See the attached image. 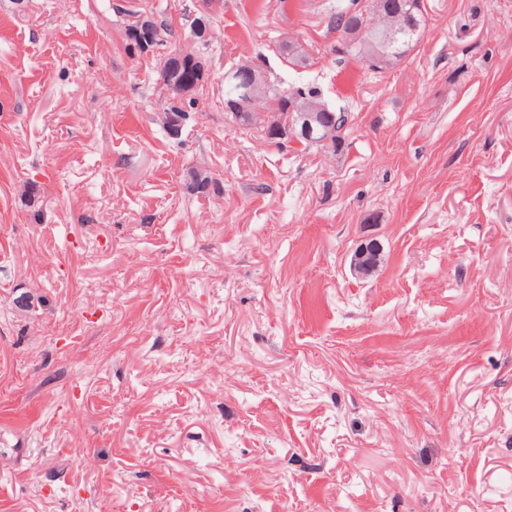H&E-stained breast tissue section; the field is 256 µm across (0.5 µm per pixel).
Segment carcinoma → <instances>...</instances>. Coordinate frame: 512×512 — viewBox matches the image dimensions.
Listing matches in <instances>:
<instances>
[{
	"label": "carcinoma",
	"mask_w": 512,
	"mask_h": 512,
	"mask_svg": "<svg viewBox=\"0 0 512 512\" xmlns=\"http://www.w3.org/2000/svg\"><path fill=\"white\" fill-rule=\"evenodd\" d=\"M385 11L398 14L402 25L394 36L387 38L381 34L367 33L358 36L360 25L368 23L363 16L365 4L360 0H347L336 5L329 21V28L336 31V41L347 43V51L340 55L343 61H357L374 73H383L397 66L418 44L425 29V7L422 0H377ZM128 22L125 24V44L128 53L135 57L147 55L162 56L160 76L164 88L168 91L163 128H184L191 120L196 105L195 93L208 81L209 73L204 59L198 55L160 54L166 46L171 30L158 19L146 4H136L126 10ZM282 57L290 66L302 65L307 61L305 47L298 43H285L281 46ZM256 92L261 102L257 107L263 112H277L281 115L291 112H306L313 106H323L321 92L314 86L279 89L275 84L263 78H257ZM241 85L235 77L224 78V110L234 114L246 111L244 103L238 101ZM328 112L336 118V134L326 148L338 151L344 142L347 118L341 111L332 108ZM186 188L192 195H209L221 191L219 182L205 169L192 168L187 172Z\"/></svg>",
	"instance_id": "carcinoma-1"
}]
</instances>
